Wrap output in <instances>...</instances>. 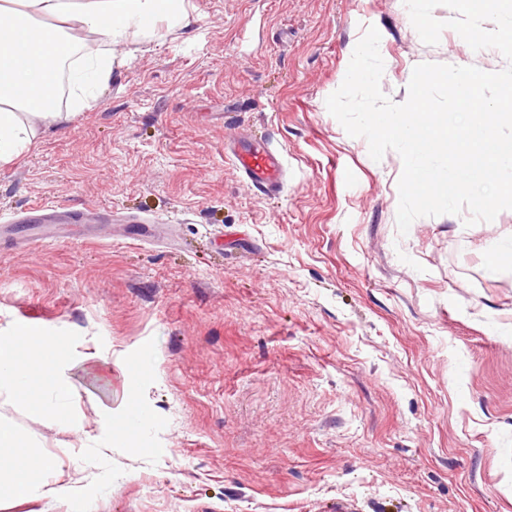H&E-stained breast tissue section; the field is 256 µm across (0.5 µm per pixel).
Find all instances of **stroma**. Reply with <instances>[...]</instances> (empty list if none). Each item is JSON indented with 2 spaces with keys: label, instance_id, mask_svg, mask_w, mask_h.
Returning <instances> with one entry per match:
<instances>
[{
  "label": "stroma",
  "instance_id": "35a3bbf8",
  "mask_svg": "<svg viewBox=\"0 0 512 512\" xmlns=\"http://www.w3.org/2000/svg\"><path fill=\"white\" fill-rule=\"evenodd\" d=\"M188 8L0 166V336L65 342L83 424L0 397L44 448L37 479L73 489L0 512H512V210L400 234V155L374 161L326 107L371 26L396 103L418 64L505 58L450 28L425 44L403 0ZM242 140L281 152L280 190L236 169ZM42 201L104 216L33 246ZM134 405L128 445H96Z\"/></svg>",
  "mask_w": 512,
  "mask_h": 512
}]
</instances>
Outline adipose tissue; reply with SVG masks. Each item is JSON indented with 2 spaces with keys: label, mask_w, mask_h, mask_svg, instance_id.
<instances>
[{
  "label": "adipose tissue",
  "mask_w": 512,
  "mask_h": 512,
  "mask_svg": "<svg viewBox=\"0 0 512 512\" xmlns=\"http://www.w3.org/2000/svg\"><path fill=\"white\" fill-rule=\"evenodd\" d=\"M186 0H0V165L25 154L44 128L69 123L112 80L115 44L190 27ZM69 106H62L60 89ZM64 343L22 329L0 336V390L31 415L77 429ZM42 446L0 422V483L18 498L37 496Z\"/></svg>",
  "instance_id": "obj_1"
}]
</instances>
